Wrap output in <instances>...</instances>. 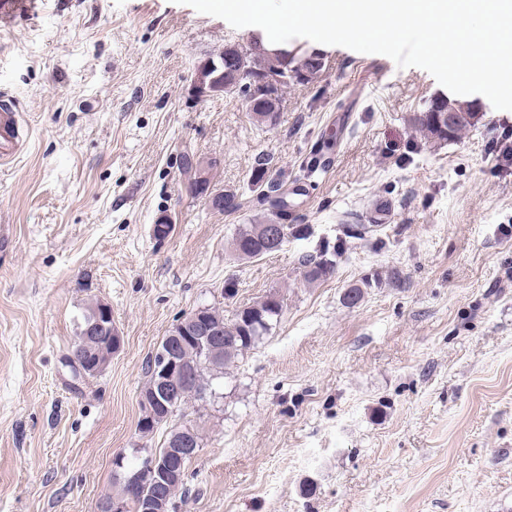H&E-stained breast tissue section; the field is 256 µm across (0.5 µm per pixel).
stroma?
<instances>
[{
  "instance_id": "35a3bbf8",
  "label": "stroma",
  "mask_w": 512,
  "mask_h": 512,
  "mask_svg": "<svg viewBox=\"0 0 512 512\" xmlns=\"http://www.w3.org/2000/svg\"><path fill=\"white\" fill-rule=\"evenodd\" d=\"M30 3L0 20V93L30 131L0 165V512H97L116 458L137 466L165 438L137 428L163 338L198 307L229 320L272 292L278 323L218 399L175 418L202 444L174 512H512V159L497 148L512 111L471 95L475 127L429 140L411 118L447 93L430 73L295 38L324 67L284 90L268 129L239 95L189 92L198 63L261 28L182 0ZM326 144L330 167L311 172ZM263 154L308 231L241 259L237 228L268 211L248 189ZM187 155L240 212L192 191ZM336 243L307 283L302 256ZM97 300L123 345L76 381L65 359Z\"/></svg>"
}]
</instances>
